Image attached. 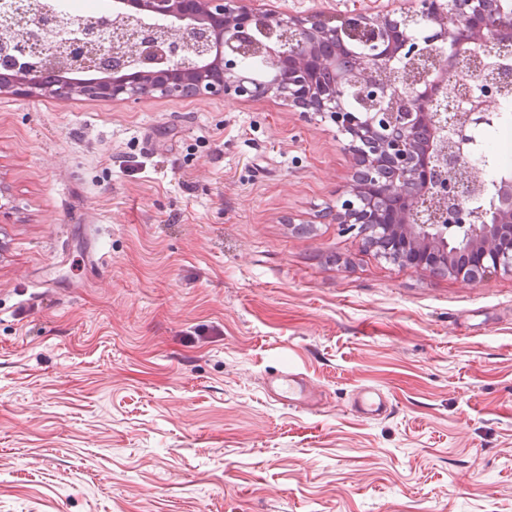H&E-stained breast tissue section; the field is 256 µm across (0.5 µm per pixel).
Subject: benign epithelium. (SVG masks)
I'll return each instance as SVG.
<instances>
[{"mask_svg":"<svg viewBox=\"0 0 512 512\" xmlns=\"http://www.w3.org/2000/svg\"><path fill=\"white\" fill-rule=\"evenodd\" d=\"M257 0H112L108 16L53 0H0V93L138 103L152 98L274 97L347 136L353 183L331 220L391 259L475 282L512 272V173L476 177L463 146L501 114L448 117L441 61L512 40V0H421L420 9L294 16ZM67 32L65 39L59 31ZM270 67L258 78L243 60ZM327 71L332 83L317 75Z\"/></svg>","mask_w":512,"mask_h":512,"instance_id":"obj_1","label":"benign epithelium"}]
</instances>
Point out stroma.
Listing matches in <instances>:
<instances>
[{"instance_id": "1", "label": "stroma", "mask_w": 512, "mask_h": 512, "mask_svg": "<svg viewBox=\"0 0 512 512\" xmlns=\"http://www.w3.org/2000/svg\"><path fill=\"white\" fill-rule=\"evenodd\" d=\"M479 141L512 171V129ZM346 144L271 99L0 95V512H512V273L326 219ZM289 366L319 410L266 397ZM389 398L380 389L362 386L353 396L352 411L364 419H376L387 413Z\"/></svg>"}]
</instances>
